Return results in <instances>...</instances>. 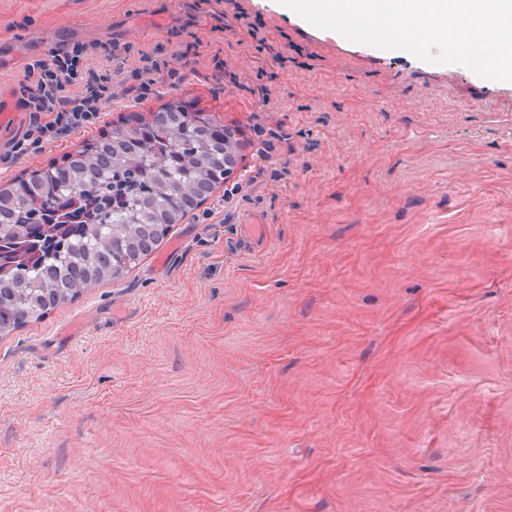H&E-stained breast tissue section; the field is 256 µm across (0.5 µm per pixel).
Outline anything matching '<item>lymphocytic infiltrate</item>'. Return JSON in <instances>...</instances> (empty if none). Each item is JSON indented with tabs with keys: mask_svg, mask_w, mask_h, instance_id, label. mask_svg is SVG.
<instances>
[{
	"mask_svg": "<svg viewBox=\"0 0 512 512\" xmlns=\"http://www.w3.org/2000/svg\"><path fill=\"white\" fill-rule=\"evenodd\" d=\"M25 71L17 98L29 114V125L25 136L13 142V152L95 124L112 100L111 72L88 67L78 51L49 46ZM72 85L79 86L78 94L69 93Z\"/></svg>",
	"mask_w": 512,
	"mask_h": 512,
	"instance_id": "lymphocytic-infiltrate-1",
	"label": "lymphocytic infiltrate"
}]
</instances>
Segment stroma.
Here are the masks:
<instances>
[{"mask_svg": "<svg viewBox=\"0 0 512 512\" xmlns=\"http://www.w3.org/2000/svg\"><path fill=\"white\" fill-rule=\"evenodd\" d=\"M50 36L110 41L114 98L16 154ZM177 98L242 129V190L0 337V512H512V82L278 0H0V182ZM139 62L143 63V65L141 67H136L132 71L133 80L136 81L137 84L130 87V91L136 92V96L139 98H144L152 92L154 79L150 76L154 73H159L162 71V68L168 69L167 74L171 79H180L179 72L169 68V61L166 59L159 62L158 60L153 59L152 54L141 53Z\"/></svg>", "mask_w": 512, "mask_h": 512, "instance_id": "1", "label": "stroma"}]
</instances>
